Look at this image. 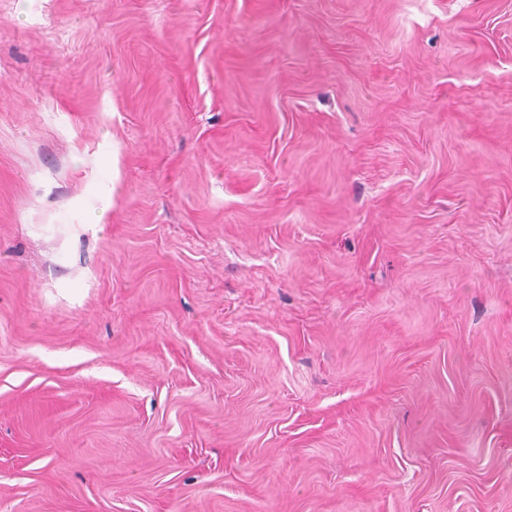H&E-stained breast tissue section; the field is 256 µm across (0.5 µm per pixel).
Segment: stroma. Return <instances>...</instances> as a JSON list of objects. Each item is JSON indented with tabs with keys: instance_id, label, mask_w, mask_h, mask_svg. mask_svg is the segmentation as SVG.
<instances>
[{
	"instance_id": "1",
	"label": "stroma",
	"mask_w": 512,
	"mask_h": 512,
	"mask_svg": "<svg viewBox=\"0 0 512 512\" xmlns=\"http://www.w3.org/2000/svg\"><path fill=\"white\" fill-rule=\"evenodd\" d=\"M0 512H512V0H0Z\"/></svg>"
}]
</instances>
